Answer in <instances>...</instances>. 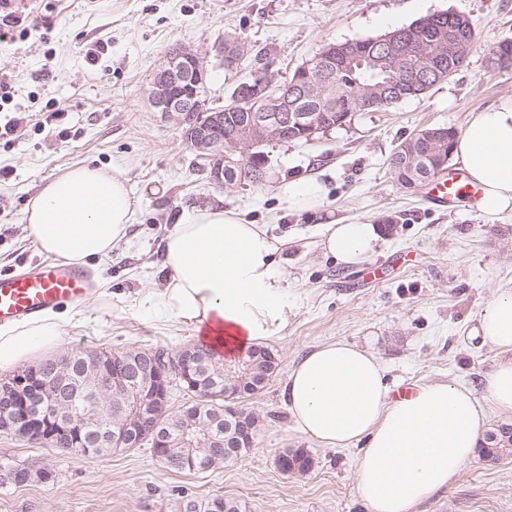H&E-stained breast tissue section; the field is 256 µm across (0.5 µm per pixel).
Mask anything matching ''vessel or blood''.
Here are the masks:
<instances>
[{"instance_id":"vessel-or-blood-1","label":"vessel or blood","mask_w":512,"mask_h":512,"mask_svg":"<svg viewBox=\"0 0 512 512\" xmlns=\"http://www.w3.org/2000/svg\"><path fill=\"white\" fill-rule=\"evenodd\" d=\"M477 193V187L458 173H440L426 188L428 202L443 210L457 198ZM91 287L84 268L55 260L28 271L0 274V325L30 321L46 310L84 299Z\"/></svg>"}]
</instances>
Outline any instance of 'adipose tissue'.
I'll return each instance as SVG.
<instances>
[{
  "label": "adipose tissue",
  "mask_w": 512,
  "mask_h": 512,
  "mask_svg": "<svg viewBox=\"0 0 512 512\" xmlns=\"http://www.w3.org/2000/svg\"><path fill=\"white\" fill-rule=\"evenodd\" d=\"M482 194L474 207L495 217L512 211V98L472 113L453 147ZM278 193L289 209L316 212L327 197L316 179L292 180ZM136 201L117 173L88 164L52 179L25 210L39 248L67 262L111 258L127 238ZM377 225L329 222L325 255L355 265L374 253ZM278 246L263 226L235 209L186 215L165 240L163 288L147 295L150 317L217 333L220 346L243 350L279 338L288 325V291ZM77 309L45 312L35 323L0 326V374L61 345ZM475 332L501 353L483 377V393L430 381L393 395L387 368L345 339L312 347L291 368L282 394L296 428L330 448L358 447L356 493L368 512H413L448 488L470 462L489 410L512 413V289L503 288L477 316Z\"/></svg>",
  "instance_id": "1"
}]
</instances>
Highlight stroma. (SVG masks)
<instances>
[{"label": "stroma", "instance_id": "1", "mask_svg": "<svg viewBox=\"0 0 512 512\" xmlns=\"http://www.w3.org/2000/svg\"><path fill=\"white\" fill-rule=\"evenodd\" d=\"M6 11L27 33L0 42V86L28 115L23 136L0 138V274L45 261L23 220L46 183L70 167L118 171L137 201L126 242L98 263L84 316L49 355L74 350L173 352L197 344L192 325L168 332L137 297L160 287L163 244L192 211L238 210L284 240L280 267L288 288V326L271 343L278 366L266 387L242 405L259 418L254 445L209 469L167 468L149 444L89 458L0 431V460L31 471L23 486H0V512H181L190 500L222 498L239 512H366L355 489L352 449L325 448L294 428L282 385L311 347L344 338L375 353L400 389L452 380L481 392L497 352L472 333L480 309L512 287V213L495 218L460 201L432 207L424 187L391 176L397 146L432 126L463 128L471 113L512 97V67L489 64L512 40V0H11ZM467 16L476 41L464 67L418 98L355 113L346 126L309 143L269 152L259 186L219 188L195 162L174 118L153 111L151 74L168 51L186 47L208 60L206 95L215 105L265 63L288 77L325 45L376 36L426 15ZM244 50L225 70L217 48L225 36ZM105 41L97 61L88 46ZM326 183L320 212L288 210L279 186L295 178ZM333 219L379 225L382 239L363 263L342 266L319 243ZM306 449L311 469L283 474L277 457ZM51 471L49 481L39 471ZM414 512H512V456H475L457 481Z\"/></svg>", "mask_w": 512, "mask_h": 512}]
</instances>
